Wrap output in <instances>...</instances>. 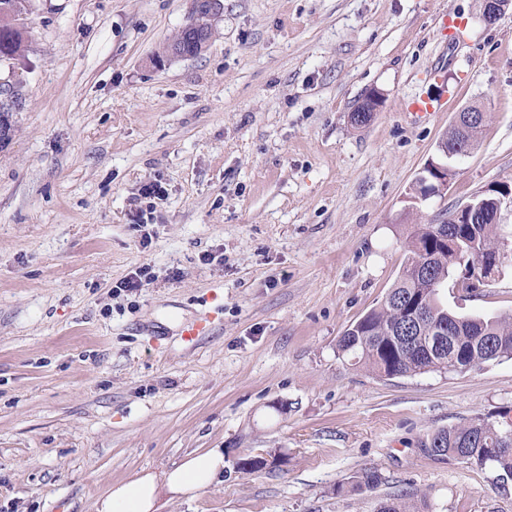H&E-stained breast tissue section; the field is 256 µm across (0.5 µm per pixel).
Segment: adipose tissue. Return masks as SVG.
Here are the masks:
<instances>
[{
	"label": "adipose tissue",
	"mask_w": 512,
	"mask_h": 512,
	"mask_svg": "<svg viewBox=\"0 0 512 512\" xmlns=\"http://www.w3.org/2000/svg\"><path fill=\"white\" fill-rule=\"evenodd\" d=\"M223 466L224 455L217 449L187 455L162 474L142 472L113 484L94 502V512H159L163 496L195 495Z\"/></svg>",
	"instance_id": "obj_1"
}]
</instances>
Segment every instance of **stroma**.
Here are the masks:
<instances>
[{
    "mask_svg": "<svg viewBox=\"0 0 512 512\" xmlns=\"http://www.w3.org/2000/svg\"><path fill=\"white\" fill-rule=\"evenodd\" d=\"M223 4L203 51L170 57L192 0L32 2L0 147V512H92L111 484L207 448L287 461L225 464L162 512H376L400 491L427 512H512V481L421 447L512 408V359L386 379L337 351L413 225L512 180V8L489 26L482 0ZM372 88L382 107L355 125ZM472 105L490 118L471 154L412 202ZM149 181L165 195L142 229ZM142 265L150 284L113 294ZM440 297L512 315V264ZM369 467L384 484L336 494ZM445 143L446 137L442 139L438 146L439 162L431 158L421 174L416 178L413 183L411 199L415 201L427 200L432 196L439 195L448 187L452 171L448 168V163H445L444 159H448V156H451L452 153L448 150V145L446 146Z\"/></svg>",
    "mask_w": 512,
    "mask_h": 512,
    "instance_id": "stroma-1",
    "label": "stroma"
}]
</instances>
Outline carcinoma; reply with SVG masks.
Returning <instances> with one entry per match:
<instances>
[{
  "mask_svg": "<svg viewBox=\"0 0 512 512\" xmlns=\"http://www.w3.org/2000/svg\"><path fill=\"white\" fill-rule=\"evenodd\" d=\"M32 0H0V59L19 60L27 49V20ZM209 0H194L190 18L197 28L193 34H178L167 47L168 53L181 48L198 55L209 33ZM494 208L487 209L483 224H462L457 242L450 245L439 237V229L452 230L451 213L438 223L417 224L406 242L407 261L381 304L367 312L344 331L338 350L356 364H362L380 377L413 376L431 371L467 372L482 364L512 359V317L461 316L444 306L441 286L454 272L476 263L478 256L489 258L499 249L498 225L490 223ZM426 307L430 315L417 321L409 318L411 306ZM500 421L474 416L467 422L442 428L422 442L435 448L433 458L447 462L464 454L467 463L490 468L496 474L512 472V451H499ZM240 473L269 470L264 456L245 454L233 462ZM385 478L376 468H366L351 480V489H375ZM413 495L402 493L383 499L377 512H417Z\"/></svg>",
  "mask_w": 512,
  "mask_h": 512,
  "instance_id": "1",
  "label": "carcinoma"
}]
</instances>
